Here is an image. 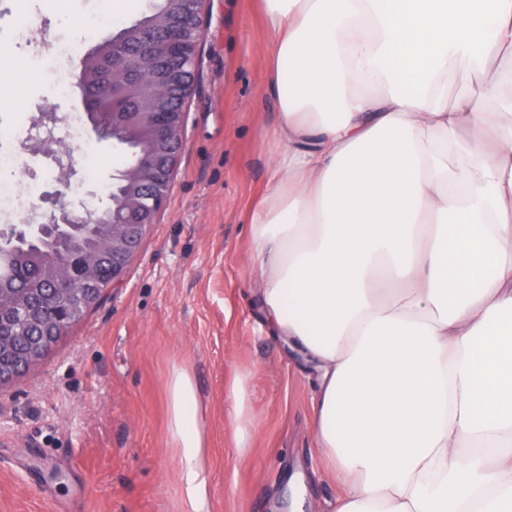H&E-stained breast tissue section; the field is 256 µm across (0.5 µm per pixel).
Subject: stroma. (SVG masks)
Listing matches in <instances>:
<instances>
[{
	"label": "stroma",
	"instance_id": "stroma-1",
	"mask_svg": "<svg viewBox=\"0 0 512 512\" xmlns=\"http://www.w3.org/2000/svg\"><path fill=\"white\" fill-rule=\"evenodd\" d=\"M46 39L88 29L91 53L119 27L109 0H28ZM0 0V49L29 58ZM268 30L255 0H211L198 87L167 202L123 282L70 328L35 368L0 385V512H182L177 450L168 434L166 381L189 367L205 413L211 512H290V479L303 472L310 512H323L336 482L320 473L312 435L317 382L267 321L256 299L249 213L280 153L263 131L278 122L262 95ZM0 82V125L86 112L84 92L17 98ZM68 183L94 207L109 205L123 150L85 134ZM95 168L86 180L85 164ZM250 376L257 432L238 452L224 389Z\"/></svg>",
	"mask_w": 512,
	"mask_h": 512
}]
</instances>
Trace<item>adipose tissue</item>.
Wrapping results in <instances>:
<instances>
[{"mask_svg": "<svg viewBox=\"0 0 512 512\" xmlns=\"http://www.w3.org/2000/svg\"><path fill=\"white\" fill-rule=\"evenodd\" d=\"M261 2L288 149L251 211L258 303L319 374L330 510L512 512V0ZM456 64L485 79L452 99ZM167 401L184 512H210L188 368ZM224 402L246 451L248 375Z\"/></svg>", "mask_w": 512, "mask_h": 512, "instance_id": "adipose-tissue-1", "label": "adipose tissue"}]
</instances>
